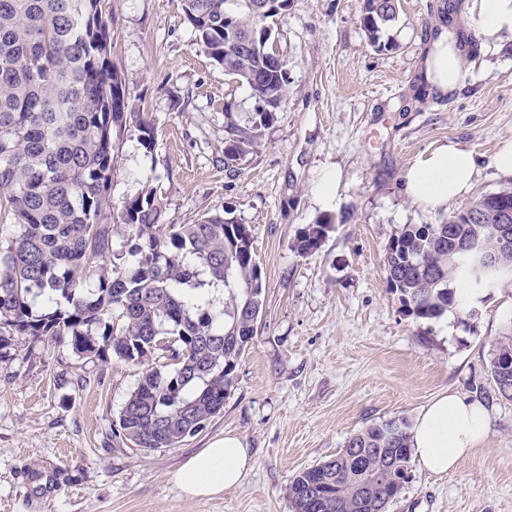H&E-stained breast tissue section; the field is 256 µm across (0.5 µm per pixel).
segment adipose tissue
<instances>
[{"instance_id": "1", "label": "adipose tissue", "mask_w": 512, "mask_h": 512, "mask_svg": "<svg viewBox=\"0 0 512 512\" xmlns=\"http://www.w3.org/2000/svg\"><path fill=\"white\" fill-rule=\"evenodd\" d=\"M466 9L475 15L478 30L487 40L512 36V0H471ZM467 54L463 38L448 29L430 35L422 68L432 94L444 96L462 88ZM476 175L473 154L450 142L418 156L407 174L405 190L414 203L437 209L464 199ZM488 429L489 412L483 403L447 392L418 415L412 451L426 470L444 474L478 448ZM250 464L247 448L238 437L228 434L191 456L172 479L185 496L206 498L237 486Z\"/></svg>"}]
</instances>
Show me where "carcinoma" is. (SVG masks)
Instances as JSON below:
<instances>
[{"mask_svg": "<svg viewBox=\"0 0 512 512\" xmlns=\"http://www.w3.org/2000/svg\"><path fill=\"white\" fill-rule=\"evenodd\" d=\"M197 45L224 69L239 71L255 99L273 95L266 112L241 126L226 112L224 163L246 154L276 117L288 63L270 56V20L259 0H180ZM399 0H363L360 24L381 52ZM108 0H0V360L23 339H68L88 359L112 355L144 364L163 348L168 364L142 372L119 412L116 433L144 451L174 448L224 411L238 362L257 334L263 279L252 229L232 210L192 224L164 222L157 189L143 186L116 206L110 191L121 136L130 127L153 147L154 124L135 111L112 60ZM253 38L243 59L226 31ZM512 207V187L478 196L438 224H408L386 246L388 288L421 319L450 309L471 315L474 295L512 281V249L493 224L469 223L470 209ZM128 234L115 240L116 226ZM330 216L299 231L294 250H318ZM498 254L494 268L481 265ZM489 369L500 397L512 400V336L497 341ZM411 424L384 420L349 437L336 457L296 473L293 512H371L398 498L408 477L363 488L364 470L393 463L408 470ZM322 486L318 507L301 490Z\"/></svg>", "mask_w": 512, "mask_h": 512, "instance_id": "cac0c4a2", "label": "carcinoma"}]
</instances>
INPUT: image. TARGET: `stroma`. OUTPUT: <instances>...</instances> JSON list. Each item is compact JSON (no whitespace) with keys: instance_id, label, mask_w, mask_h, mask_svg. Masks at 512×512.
I'll use <instances>...</instances> for the list:
<instances>
[{"instance_id":"stroma-1","label":"stroma","mask_w":512,"mask_h":512,"mask_svg":"<svg viewBox=\"0 0 512 512\" xmlns=\"http://www.w3.org/2000/svg\"><path fill=\"white\" fill-rule=\"evenodd\" d=\"M465 0H401L392 47L372 49L362 0H289L274 29L288 61L286 96L249 152L224 163V112L247 124L250 88L196 44L179 0H109L112 57L126 95L152 118L145 151L126 130L110 200L153 183L170 224L231 208L252 228L264 311L224 411L177 447L149 452L113 434L143 372L78 357L68 340L19 344L0 362V512H292L291 477L336 456L362 428L416 419L452 390L490 412L483 444L452 472L410 461L388 512H512V400L491 378V346L512 336V282L489 292L477 317L409 315L389 289L384 247L407 224H437L457 203L429 210L405 193L429 147L452 141L480 161L473 195L512 186L489 161L512 140V39L489 49ZM473 50L460 92L425 91L420 62L444 16ZM340 174L330 203L313 188ZM335 224L321 248L291 247L321 215ZM231 433L251 456L242 482L202 499L172 480L188 457Z\"/></svg>"}]
</instances>
